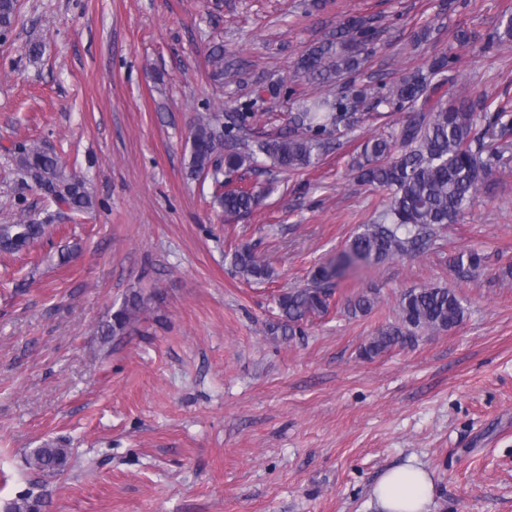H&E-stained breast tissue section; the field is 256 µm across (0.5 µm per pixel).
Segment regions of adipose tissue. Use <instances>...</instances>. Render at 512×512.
Returning <instances> with one entry per match:
<instances>
[{"label": "adipose tissue", "mask_w": 512, "mask_h": 512, "mask_svg": "<svg viewBox=\"0 0 512 512\" xmlns=\"http://www.w3.org/2000/svg\"><path fill=\"white\" fill-rule=\"evenodd\" d=\"M432 482L422 467L404 465L387 470L374 494L380 512H426Z\"/></svg>", "instance_id": "1"}]
</instances>
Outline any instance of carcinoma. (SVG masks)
<instances>
[{
	"mask_svg": "<svg viewBox=\"0 0 512 512\" xmlns=\"http://www.w3.org/2000/svg\"><path fill=\"white\" fill-rule=\"evenodd\" d=\"M17 17V0H0V34L10 31ZM380 34L375 20L349 15L319 45L298 62L295 72L300 83H325L333 77L357 72L362 51ZM490 44L512 41V15H502ZM448 91H443V87ZM257 99L241 103L240 112H203L190 133L189 175H204L224 186L220 177L241 170L260 176L273 169L295 173L317 167L334 149L332 130L349 129L365 115H384V110L406 111L405 119L391 134L368 138L353 156L351 169L366 186L387 191L388 203L370 224L347 240L336 259L317 266L308 283L278 295L277 320L268 332L288 339L305 335L304 324L314 316L328 313L335 288L359 269L379 265L427 251L436 230L453 224L478 197L480 187L492 171L494 155L485 137L492 131L501 136L512 131V106L500 104L490 112L487 100H473L459 87L448 56L441 54L419 72L374 91L351 84L336 95L304 100L290 113L287 124L274 132L269 112L253 109ZM21 171L42 193L72 213L91 211L95 202L85 190L84 180L66 175L57 154L32 143L16 157ZM213 203L230 222L249 215L258 203V193L246 185L218 191ZM44 222L21 219L0 224V253L16 254L29 249L49 231ZM483 257L476 251L462 252L450 260L461 276L474 273ZM235 273L247 282L262 283L271 278L255 247L243 244L234 250ZM378 294L372 289L345 299L343 310L352 317L372 311ZM143 300L136 293L123 305L101 332L104 339L128 335L142 312ZM463 299L448 287L419 286L406 289L399 303L398 322L382 329L362 347L361 354L372 359L395 347H403L421 333L449 331L463 319ZM29 469L42 475H62L70 466V452L55 444L32 449L26 458ZM43 501L21 495L9 503L6 512H41Z\"/></svg>",
	"mask_w": 512,
	"mask_h": 512,
	"instance_id": "cac0c4a2",
	"label": "carcinoma"
}]
</instances>
